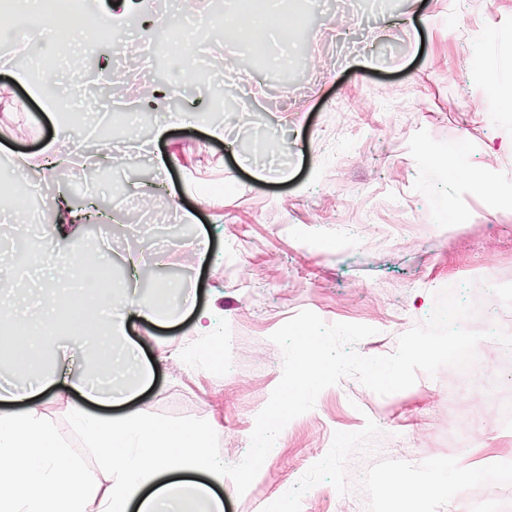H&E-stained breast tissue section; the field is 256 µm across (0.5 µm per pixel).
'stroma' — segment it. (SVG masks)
<instances>
[{"mask_svg":"<svg viewBox=\"0 0 512 512\" xmlns=\"http://www.w3.org/2000/svg\"><path fill=\"white\" fill-rule=\"evenodd\" d=\"M91 10H123L125 35L142 37L147 16L170 17L154 28V51L109 52L99 65L72 69L28 32L13 29L0 56V187L15 177L11 154L25 155L31 181L54 123L16 79H45L75 126L92 131L83 146L58 142L69 163L57 183L41 184L31 202L43 223L56 221L55 198L93 201L112 212L107 224H71L54 241L79 254L105 244L115 279L131 278L127 255L152 268L153 282L186 288L173 322L134 321L108 350L134 343L151 357L155 377L138 405L175 424L218 425L214 456L238 463L250 446L256 415L281 378L282 352L271 334L303 310L324 322L365 324V356L395 351L399 336L431 314L436 291L454 286L474 298L465 326L483 332L469 368L418 374L409 389L379 396L348 376L324 389L312 410L282 431L277 452L244 495L232 481L219 494L224 512H392L381 493L391 473L414 484L438 463L459 468L448 499L426 512H512V478H465L492 458H512V349L488 338L512 334V108L475 111L489 98H512V0H283L302 15L305 36L264 52L201 40L198 78L157 104L169 86L167 50L185 21L177 0H86ZM415 13L418 29L396 24ZM343 14L358 26L337 25ZM236 53L238 70L225 72ZM124 78L118 98L104 72ZM194 121L161 130L164 110ZM134 112L111 141L96 135L111 115ZM223 122L228 141L206 135ZM149 139L166 170L130 162L125 149ZM464 165L491 190L473 192L429 157ZM208 248L183 264L197 236ZM207 311L224 338V369L187 364L179 346L196 340L187 305ZM72 391L47 388L40 409L87 477L104 484L94 451L72 427Z\"/></svg>","mask_w":512,"mask_h":512,"instance_id":"obj_1","label":"stroma"}]
</instances>
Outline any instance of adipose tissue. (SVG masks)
<instances>
[{"instance_id":"1","label":"adipose tissue","mask_w":512,"mask_h":512,"mask_svg":"<svg viewBox=\"0 0 512 512\" xmlns=\"http://www.w3.org/2000/svg\"><path fill=\"white\" fill-rule=\"evenodd\" d=\"M297 17L283 20L257 9L244 41L262 46L271 31L289 40L298 28ZM53 263L73 272L84 292L80 297L54 295L44 304L35 323L21 330L0 329V352H7L15 375L46 377L39 371L46 343L67 333L75 337L124 334L133 320L157 322L182 287L170 280L155 288L148 302L130 293V285L114 280L110 260L95 249L79 260L56 253ZM108 374L110 393L99 395L101 411L83 403L90 396L89 379ZM154 377L149 361L136 357L113 359L91 352L80 363L72 381L82 401L69 402V415L90 448L107 470L104 487L88 484L82 467L57 439L44 418L37 390H30L26 405L6 410L12 391H0V512H87L96 501V512H224L217 487L224 484V462L209 454V434L189 424L160 421L133 405ZM448 473L432 470L424 482L403 487L400 475H392L382 488L384 496L398 505V512H423L427 498L447 497Z\"/></svg>"}]
</instances>
